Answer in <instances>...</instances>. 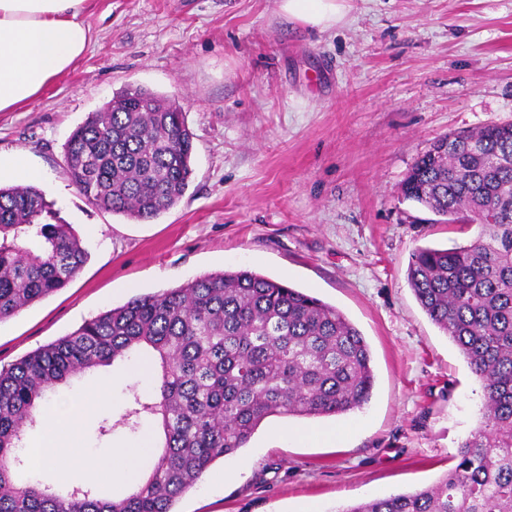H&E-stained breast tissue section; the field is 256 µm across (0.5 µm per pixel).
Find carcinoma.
<instances>
[{"label": "carcinoma", "mask_w": 512, "mask_h": 512, "mask_svg": "<svg viewBox=\"0 0 512 512\" xmlns=\"http://www.w3.org/2000/svg\"><path fill=\"white\" fill-rule=\"evenodd\" d=\"M192 151L176 100L127 88L72 132L66 172L92 205L150 221L185 194ZM401 196L449 222L478 223L466 245L417 248L407 281L480 380L481 421L437 484L338 512H512V123L439 137L406 173ZM88 259L42 190L0 185V321L66 287ZM145 346L154 393L129 387L124 412L103 418L98 437L119 427L136 435L145 417L159 418L164 442L146 480L112 501L81 486L60 494L33 478L16 482L25 432L49 394ZM373 387L369 346L343 312L260 273L225 270L135 296L0 367V512H173L266 418L344 415Z\"/></svg>", "instance_id": "carcinoma-1"}]
</instances>
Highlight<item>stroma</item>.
<instances>
[{"mask_svg":"<svg viewBox=\"0 0 512 512\" xmlns=\"http://www.w3.org/2000/svg\"><path fill=\"white\" fill-rule=\"evenodd\" d=\"M335 28L288 21L278 0H95L82 60L26 108L0 112V154L25 156L90 252L62 290L0 322V364L139 294L250 269L336 306L375 373L363 410L271 416L217 460L174 512H334L434 484L480 422L483 393L407 282L421 246L455 247L477 226L434 221L399 185L439 136L512 122V0H350ZM175 98L193 133L192 181L150 222L87 202L65 143L117 92ZM107 412L88 413L93 452L154 436L123 429L132 375L110 367ZM292 429L285 438L281 429ZM343 429L337 441L324 431Z\"/></svg>","mask_w":512,"mask_h":512,"instance_id":"1","label":"stroma"}]
</instances>
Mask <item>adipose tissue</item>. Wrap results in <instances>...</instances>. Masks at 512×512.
Masks as SVG:
<instances>
[{"instance_id": "1", "label": "adipose tissue", "mask_w": 512, "mask_h": 512, "mask_svg": "<svg viewBox=\"0 0 512 512\" xmlns=\"http://www.w3.org/2000/svg\"><path fill=\"white\" fill-rule=\"evenodd\" d=\"M347 0H279L289 19L321 31L335 27ZM90 0H0V112L31 104L84 56L91 29L86 22ZM108 381H93L83 403L51 402L46 434L31 447L36 470L57 469L70 480L93 475L103 496L114 494L118 472L138 463L143 451L117 447L104 453L83 450L78 407L101 408L110 402Z\"/></svg>"}]
</instances>
